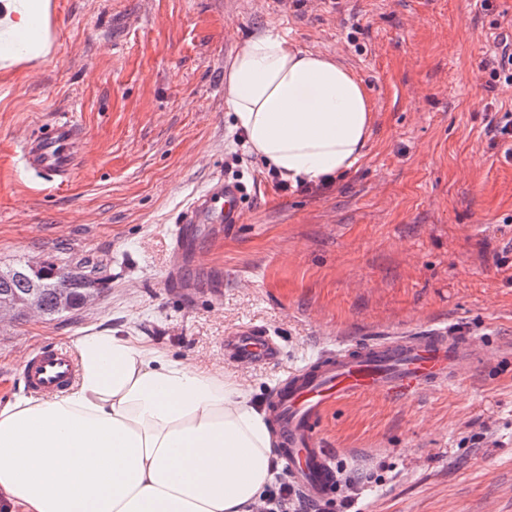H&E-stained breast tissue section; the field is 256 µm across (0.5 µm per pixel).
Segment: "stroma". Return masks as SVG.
Instances as JSON below:
<instances>
[{"instance_id":"obj_1","label":"stroma","mask_w":512,"mask_h":512,"mask_svg":"<svg viewBox=\"0 0 512 512\" xmlns=\"http://www.w3.org/2000/svg\"><path fill=\"white\" fill-rule=\"evenodd\" d=\"M56 0L54 43L0 68V267L101 265L103 294L54 320L0 323V402L38 351L131 327L173 356L222 363L265 401L343 341L449 325L482 364L408 398L347 399L322 418L333 466L358 485L325 512H512V160L488 119L512 112L480 65L512 0ZM271 29L339 61L365 87L362 157L319 193L280 191L224 101L233 57ZM68 117L82 149L64 185L26 173L18 146ZM242 184L244 219L176 263L191 196ZM179 282H172V273ZM253 325L277 360L246 368L224 339Z\"/></svg>"}]
</instances>
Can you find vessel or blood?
Masks as SVG:
<instances>
[{
  "label": "vessel or blood",
  "mask_w": 512,
  "mask_h": 512,
  "mask_svg": "<svg viewBox=\"0 0 512 512\" xmlns=\"http://www.w3.org/2000/svg\"><path fill=\"white\" fill-rule=\"evenodd\" d=\"M80 138L71 120H57L22 144L20 166L50 182H68L76 169ZM239 185L218 181L205 188L184 211L175 239L181 256L191 253L196 225L243 221ZM224 351L240 365L255 367L277 358L278 347L267 332L245 327L224 340ZM482 344L448 327L417 329L370 341L340 344L293 371L271 393L270 412L280 457L307 502L319 504L336 491L331 457L318 425L327 409L355 396L407 397L455 380L461 368L483 360ZM75 367L66 350L37 353L24 378L35 391L58 392L73 380Z\"/></svg>",
  "instance_id": "vessel-or-blood-1"
}]
</instances>
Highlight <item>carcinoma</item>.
<instances>
[{
	"label": "carcinoma",
	"instance_id": "1",
	"mask_svg": "<svg viewBox=\"0 0 512 512\" xmlns=\"http://www.w3.org/2000/svg\"><path fill=\"white\" fill-rule=\"evenodd\" d=\"M83 268L86 272L79 275H73L66 270H60L55 274H49L40 279H32L27 273H21L13 278L0 281V295L5 293L23 295L31 290L32 285H37V293L44 307V314L47 318L53 319L63 315L59 309V293L64 290H70L72 296L71 310L78 311L79 293L84 288H92L98 283V280L88 277V274L96 270V266L89 262H83Z\"/></svg>",
	"mask_w": 512,
	"mask_h": 512
}]
</instances>
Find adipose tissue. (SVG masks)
<instances>
[{"label": "adipose tissue", "instance_id": "ef3b65f1", "mask_svg": "<svg viewBox=\"0 0 512 512\" xmlns=\"http://www.w3.org/2000/svg\"><path fill=\"white\" fill-rule=\"evenodd\" d=\"M39 12L38 0H0V62L36 57ZM224 98L251 151L293 185L344 175L370 135L361 81L274 31L241 43ZM71 344L65 393L0 405V512H254L275 456L248 385L128 329Z\"/></svg>", "mask_w": 512, "mask_h": 512}]
</instances>
